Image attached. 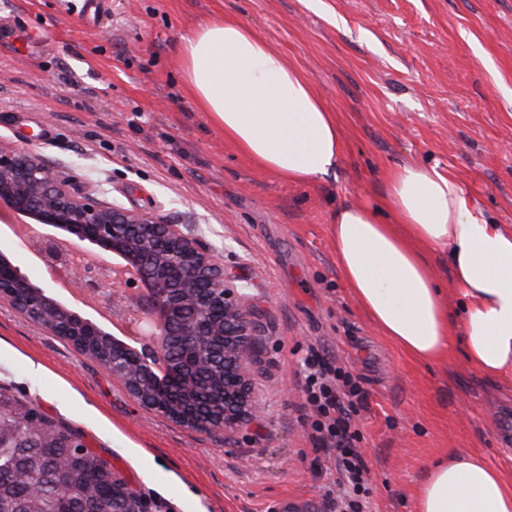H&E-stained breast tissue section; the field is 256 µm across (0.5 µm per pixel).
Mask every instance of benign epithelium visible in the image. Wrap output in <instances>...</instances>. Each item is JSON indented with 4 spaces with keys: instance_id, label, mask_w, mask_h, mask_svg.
<instances>
[{
    "instance_id": "1",
    "label": "benign epithelium",
    "mask_w": 512,
    "mask_h": 512,
    "mask_svg": "<svg viewBox=\"0 0 512 512\" xmlns=\"http://www.w3.org/2000/svg\"><path fill=\"white\" fill-rule=\"evenodd\" d=\"M0 207L57 230L32 235L41 263L113 328L79 315L20 274L0 252V300L32 319H62L52 332L85 349L112 344L102 367L143 408L198 432H231L258 416L251 366L257 340L250 296L224 274L218 252L185 224L110 205L55 173L32 148L0 144ZM96 259L75 261L76 243ZM45 424L34 410L0 394V448L44 447ZM59 472L71 476L85 454L64 437ZM113 512H152L128 485L112 483Z\"/></svg>"
}]
</instances>
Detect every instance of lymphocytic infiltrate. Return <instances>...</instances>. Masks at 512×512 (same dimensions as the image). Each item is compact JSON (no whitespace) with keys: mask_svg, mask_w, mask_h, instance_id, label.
<instances>
[{"mask_svg":"<svg viewBox=\"0 0 512 512\" xmlns=\"http://www.w3.org/2000/svg\"><path fill=\"white\" fill-rule=\"evenodd\" d=\"M300 367L306 405L314 415L315 445L336 472V493L328 502L334 512H370L367 465L355 446L354 418L364 392L349 371L316 348L308 349Z\"/></svg>","mask_w":512,"mask_h":512,"instance_id":"obj_1","label":"lymphocytic infiltrate"}]
</instances>
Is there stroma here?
Masks as SVG:
<instances>
[{
    "label": "stroma",
    "mask_w": 512,
    "mask_h": 512,
    "mask_svg": "<svg viewBox=\"0 0 512 512\" xmlns=\"http://www.w3.org/2000/svg\"><path fill=\"white\" fill-rule=\"evenodd\" d=\"M0 0V142L33 147L105 202L187 225L245 284L258 417L201 433L141 407L98 361L0 301V391L76 433L156 512H323L335 475L311 438L307 346L358 377L372 512H415L451 448L512 474V379L460 351L418 363L369 322L340 276L341 205L385 207L386 174L418 163L512 224V0ZM252 28L314 82L344 132L335 173L299 185L256 168L184 86L186 34Z\"/></svg>",
    "instance_id": "stroma-1"
}]
</instances>
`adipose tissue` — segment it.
I'll return each mask as SVG.
<instances>
[{
	"label": "adipose tissue",
	"instance_id": "ef3b65f1",
	"mask_svg": "<svg viewBox=\"0 0 512 512\" xmlns=\"http://www.w3.org/2000/svg\"><path fill=\"white\" fill-rule=\"evenodd\" d=\"M188 92L210 123L258 168L292 183L339 166L343 132L313 82L250 27L229 17L199 23L183 43ZM388 212L337 209L338 270L370 322L421 363L461 342L486 377L512 375V225L489 222L461 183L416 164L387 174ZM448 261L461 299L449 311L431 263ZM416 512H512V478L480 454L452 449L429 468Z\"/></svg>",
	"mask_w": 512,
	"mask_h": 512
}]
</instances>
